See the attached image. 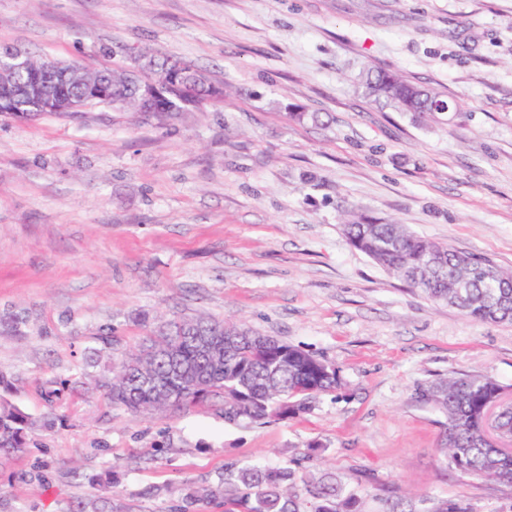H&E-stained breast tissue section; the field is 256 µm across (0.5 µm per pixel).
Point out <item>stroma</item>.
Here are the masks:
<instances>
[{"label":"stroma","mask_w":512,"mask_h":512,"mask_svg":"<svg viewBox=\"0 0 512 512\" xmlns=\"http://www.w3.org/2000/svg\"><path fill=\"white\" fill-rule=\"evenodd\" d=\"M0 45L90 67L143 50L227 90L191 112L0 117V397L41 418L45 382L108 373L144 313L242 319L340 379L263 425L67 391L0 475V512L95 493L165 512L225 464L308 452L357 512H512V486L450 465L448 420L423 397L461 373L512 397V325L410 290L340 226L348 209L512 267V0H0ZM377 68L451 111L375 100ZM112 469L116 486L92 485Z\"/></svg>","instance_id":"1"}]
</instances>
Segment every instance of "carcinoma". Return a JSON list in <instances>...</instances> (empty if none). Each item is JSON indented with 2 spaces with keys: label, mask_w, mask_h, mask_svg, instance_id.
Masks as SVG:
<instances>
[{
  "label": "carcinoma",
  "mask_w": 512,
  "mask_h": 512,
  "mask_svg": "<svg viewBox=\"0 0 512 512\" xmlns=\"http://www.w3.org/2000/svg\"><path fill=\"white\" fill-rule=\"evenodd\" d=\"M156 72L190 84L177 102L180 111L224 98V88L200 72L169 57L147 52ZM113 88L128 98L127 110L138 111V92L125 69L112 68ZM376 99L414 114H436L449 106L432 89H424L395 72L376 71L367 77ZM349 243L369 256L390 276L426 298L445 302L481 322L512 324V269L490 258L458 251L448 244L420 237L396 222L370 223L349 211L342 220ZM235 344L224 349V338ZM210 339L214 352L201 343ZM114 407L134 415L157 416L170 411L219 403L224 419L233 424L265 423L310 411L315 400L339 383L335 368L325 361L260 334L231 320L212 316L162 320L147 330L136 351L112 365V376L100 378ZM503 390L481 374L440 380L425 392L428 401L448 416V459L454 468L512 484V456L483 443L484 409ZM55 416L32 419L18 406L0 398V474L23 453L32 433L51 429ZM296 470L260 465L225 466L215 484H192L169 512H204L224 501V512H301L293 491ZM310 512H356L353 497L340 498L330 473L309 478ZM74 512H128L118 499L92 496Z\"/></svg>",
  "instance_id": "1"
}]
</instances>
